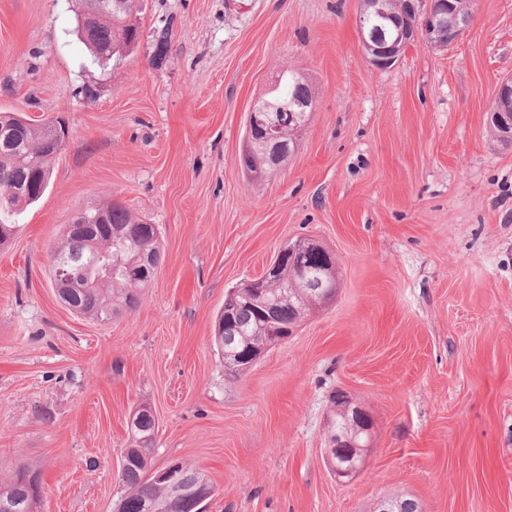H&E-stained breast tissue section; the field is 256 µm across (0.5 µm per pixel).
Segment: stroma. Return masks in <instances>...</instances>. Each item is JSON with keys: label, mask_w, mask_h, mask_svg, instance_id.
Masks as SVG:
<instances>
[{"label": "stroma", "mask_w": 512, "mask_h": 512, "mask_svg": "<svg viewBox=\"0 0 512 512\" xmlns=\"http://www.w3.org/2000/svg\"><path fill=\"white\" fill-rule=\"evenodd\" d=\"M74 0H0V112L69 138L41 200L0 246V471L37 466L38 512H112L128 420L157 415L154 464L215 486L207 512H512V0H474L468 31L387 69L360 0H143L137 48L98 68ZM168 29L167 56L153 36ZM316 102L267 181L239 165L252 101L284 66ZM119 201L164 258L135 310L77 315L48 274L74 216ZM336 258L335 300L239 379L211 338L230 289L288 241ZM345 392L372 446L339 483L324 461ZM491 121L502 130V136L512 138V78L502 80L496 89ZM493 123L498 133L500 130Z\"/></svg>", "instance_id": "35a3bbf8"}]
</instances>
